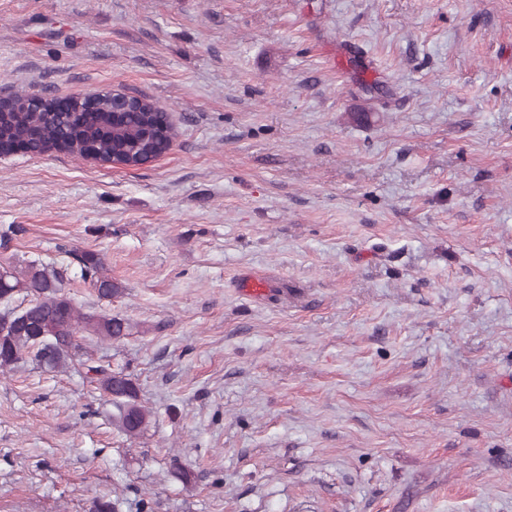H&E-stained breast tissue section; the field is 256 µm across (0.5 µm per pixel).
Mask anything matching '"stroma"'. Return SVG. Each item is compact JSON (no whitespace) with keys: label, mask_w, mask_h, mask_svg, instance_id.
Listing matches in <instances>:
<instances>
[{"label":"stroma","mask_w":512,"mask_h":512,"mask_svg":"<svg viewBox=\"0 0 512 512\" xmlns=\"http://www.w3.org/2000/svg\"><path fill=\"white\" fill-rule=\"evenodd\" d=\"M113 89L166 154L0 157V264L129 325L0 373V512H512V0H0V96ZM81 267V276L90 280L101 298H112L118 294L120 288L112 282V278L105 274L101 257L93 252H81L76 256ZM86 375L112 400V423L123 434L138 437L147 430L152 413L139 397L135 382L122 372L87 365Z\"/></svg>","instance_id":"1"}]
</instances>
